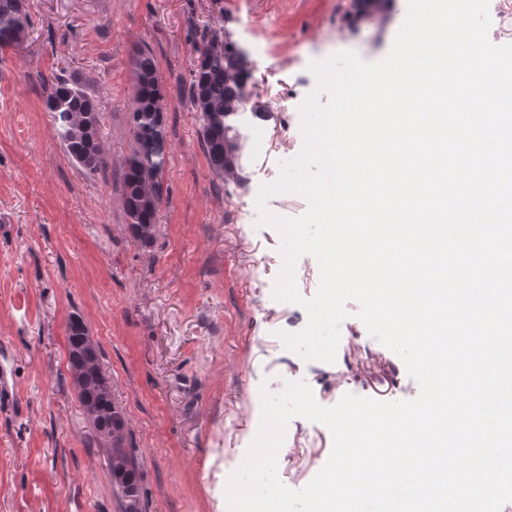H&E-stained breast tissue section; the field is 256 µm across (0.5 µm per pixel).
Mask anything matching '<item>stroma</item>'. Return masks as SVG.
Listing matches in <instances>:
<instances>
[{
	"label": "stroma",
	"instance_id": "35a3bbf8",
	"mask_svg": "<svg viewBox=\"0 0 512 512\" xmlns=\"http://www.w3.org/2000/svg\"><path fill=\"white\" fill-rule=\"evenodd\" d=\"M29 47L0 59V512H123L104 448L69 369L68 324L80 316L98 345L115 402L129 422L144 512H224V472L240 466L261 388L306 383L317 402L351 393L415 398L401 359L356 316L340 326L336 360L289 354L280 332L308 314L273 298L281 236L257 226L261 185L303 148L299 107L309 70L340 52L382 60L406 0H375L356 21L351 0H27ZM229 34L252 71L266 112L265 141L244 115V186L212 172L190 99L196 49ZM152 51L163 87L162 202L150 245L137 241L123 204V162L135 146L132 54ZM75 74L98 99L105 171L88 174L58 140L44 84ZM312 439L301 467L279 465L284 485H308L332 435L302 417L285 447Z\"/></svg>",
	"mask_w": 512,
	"mask_h": 512
}]
</instances>
